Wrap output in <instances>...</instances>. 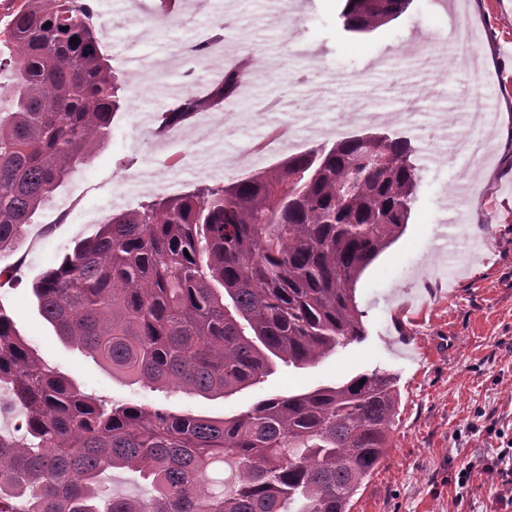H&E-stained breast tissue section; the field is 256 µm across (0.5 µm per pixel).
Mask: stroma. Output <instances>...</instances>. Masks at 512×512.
I'll use <instances>...</instances> for the list:
<instances>
[{
  "instance_id": "stroma-1",
  "label": "stroma",
  "mask_w": 512,
  "mask_h": 512,
  "mask_svg": "<svg viewBox=\"0 0 512 512\" xmlns=\"http://www.w3.org/2000/svg\"><path fill=\"white\" fill-rule=\"evenodd\" d=\"M91 5L104 26V52L123 81L125 109L106 146L25 225L18 247L0 254V268L14 275L0 286V305L12 312L39 359L101 399L135 393L144 403L218 418L274 394L332 386L379 368L397 378L399 412L385 460L354 496L351 512H512L497 493L498 479L481 469L495 460L502 436L512 437V0H458V21L440 0H412L399 18L363 34L343 29V0H302L292 13L283 0H197L191 11L176 10L166 23L145 15L128 22V0ZM463 22L479 38L476 56L432 88L412 46L451 41ZM217 32L248 65L252 99L239 105L218 146H188L186 171L164 187H144L141 178L156 169L162 154L142 122V109L159 113L173 106L163 85L195 84L204 97L212 85L201 72H161L146 88L123 59L134 54L155 63ZM383 57L389 64L377 69ZM476 98L495 110L478 163L453 150L462 129L457 118ZM354 102L376 112L412 111L409 122L376 128L411 140L421 177L403 235L356 285L366 328L361 342L312 368L276 364L263 382L226 397L173 388L136 392L81 349L63 344L38 315L31 282L59 261L64 245L95 233L107 215L189 190L195 171L205 167L225 182L270 166V159L243 160L239 152L274 123L290 125L299 140L311 127L320 128L323 142L358 132V125L342 123ZM464 184L470 193L459 220L445 224L441 204ZM446 231L458 243L450 255L434 248ZM469 460L476 469L461 489L455 472Z\"/></svg>"
}]
</instances>
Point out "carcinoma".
Here are the masks:
<instances>
[{"label": "carcinoma", "mask_w": 512, "mask_h": 512, "mask_svg": "<svg viewBox=\"0 0 512 512\" xmlns=\"http://www.w3.org/2000/svg\"><path fill=\"white\" fill-rule=\"evenodd\" d=\"M408 5L345 0L340 19L368 33ZM102 39L87 0H22L0 29L14 100L0 112V253L124 106ZM221 39L189 52L203 57ZM245 74L224 72L212 99L183 98L159 128L224 101ZM414 152L405 137L362 132L116 211L32 283L37 312L62 342L144 388L231 395L277 360L314 366L366 336L356 284L406 229ZM3 387L23 415L18 436L0 435V512H350L385 459L400 404L396 378L379 369L220 419L99 400L41 363L0 306ZM215 462L237 470L225 494L206 489ZM109 468L139 471L150 496L113 493L99 481Z\"/></svg>", "instance_id": "carcinoma-1"}]
</instances>
